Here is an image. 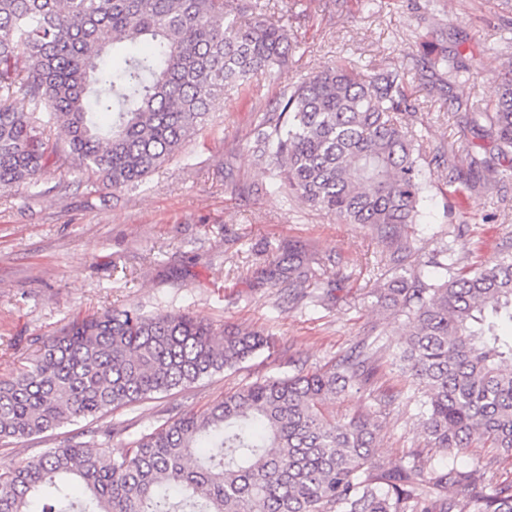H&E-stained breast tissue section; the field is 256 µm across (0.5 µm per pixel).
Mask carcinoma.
<instances>
[{
	"mask_svg": "<svg viewBox=\"0 0 512 512\" xmlns=\"http://www.w3.org/2000/svg\"><path fill=\"white\" fill-rule=\"evenodd\" d=\"M256 0H0V193L38 185L54 165L79 162L87 186L136 188L208 124L215 102L288 64L287 30ZM415 59L446 82L477 76L435 25ZM30 105H14L16 94ZM405 71L360 73L340 63L285 89L258 116L250 148L274 187L391 249L415 252L429 187ZM497 155L472 157L448 195L490 182L512 153V76L474 113ZM62 129L64 144L52 141ZM333 259L288 246L271 255L274 284L319 288ZM433 280L412 271L376 292L407 317L394 359L424 400L427 446L448 456L495 448L512 459V251L465 266L453 257ZM270 342L213 327L180 310H111L78 318L16 375L0 380V445L187 387L231 369ZM384 347L363 339L334 364L244 386L199 413L170 418L130 445L112 429L86 432L0 473V512H512V481L492 466L463 469L428 455L388 466L367 415L323 406L370 383Z\"/></svg>",
	"mask_w": 512,
	"mask_h": 512,
	"instance_id": "obj_1",
	"label": "carcinoma"
}]
</instances>
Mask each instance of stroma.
<instances>
[{
	"label": "stroma",
	"instance_id": "stroma-1",
	"mask_svg": "<svg viewBox=\"0 0 512 512\" xmlns=\"http://www.w3.org/2000/svg\"><path fill=\"white\" fill-rule=\"evenodd\" d=\"M423 2L269 0L266 19L296 38L287 65L225 97L198 137L138 189L92 194L77 168L53 167L41 177L40 195L25 187L0 195V379L27 365L70 320L113 308L152 315L165 306L218 332L240 327L269 334L270 346L239 366L100 419V427L119 429L112 443L120 446L243 386L326 368L362 338L398 344L407 321L380 309L374 296L393 275L382 244L361 225L270 188L266 166L248 149L257 116L285 88L340 62L363 72L409 71L418 106L413 125L428 148L431 181L413 228L417 245L430 250L449 243L467 264L512 243V156L500 160L487 187L451 199L446 185L450 168L467 161L462 145L481 156L494 148L465 113L472 101L495 100L498 74L512 58V27L502 22L501 0H439L449 49L471 58L478 73L477 83L445 88L413 69ZM436 146L442 156L433 155ZM291 241L340 256L350 278L319 298L289 302L256 270ZM412 393L408 374L386 357L371 385L349 390L326 409L373 417L379 458L405 464L426 446L407 405ZM74 432L66 425L0 446V472L64 444Z\"/></svg>",
	"mask_w": 512,
	"mask_h": 512
}]
</instances>
